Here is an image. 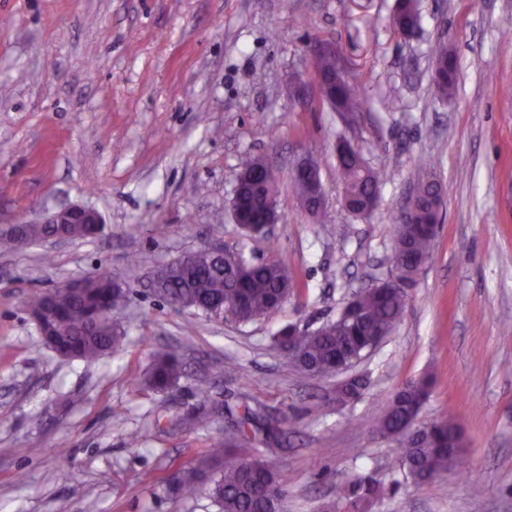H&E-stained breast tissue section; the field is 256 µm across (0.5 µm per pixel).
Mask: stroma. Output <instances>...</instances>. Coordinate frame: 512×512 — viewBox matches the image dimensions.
I'll return each mask as SVG.
<instances>
[{
	"label": "stroma",
	"mask_w": 512,
	"mask_h": 512,
	"mask_svg": "<svg viewBox=\"0 0 512 512\" xmlns=\"http://www.w3.org/2000/svg\"><path fill=\"white\" fill-rule=\"evenodd\" d=\"M420 4L408 39L392 24L396 0H0V225L69 203L104 219L99 239L0 251V512H219L208 491L178 498L168 485L248 404L271 419L266 458L284 512H345L336 483L368 479L388 490L368 512H512V0ZM448 32L457 89L444 100L431 75ZM318 40L335 45L367 103L350 122L319 101ZM341 134L386 171L365 220L344 205ZM307 155L324 189L320 223L290 178ZM247 156L280 173L265 237L233 218ZM426 160L448 188L432 258L400 323L356 368L369 387L337 404L336 378L299 375L274 338L319 327L394 277L393 219ZM211 243L287 256L294 295L239 324L153 292L156 266ZM101 269L130 289L124 345L93 364L59 357L27 301ZM166 347L185 373L155 391L143 376ZM228 361L239 374L225 375ZM424 375L419 422L453 418L464 445L459 465L421 488L374 423ZM203 404L213 422L182 426Z\"/></svg>",
	"instance_id": "35a3bbf8"
}]
</instances>
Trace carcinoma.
<instances>
[{"label": "carcinoma", "instance_id": "carcinoma-1", "mask_svg": "<svg viewBox=\"0 0 512 512\" xmlns=\"http://www.w3.org/2000/svg\"><path fill=\"white\" fill-rule=\"evenodd\" d=\"M393 25L401 32H413L420 27L418 0H398ZM316 70L326 77L325 101L339 113L354 114L364 107L358 89L347 75L335 72L334 63L321 59ZM433 84L438 96H452L456 84L455 53L447 44L436 51L433 61ZM345 199L358 208L378 193L384 173L369 167L362 154L342 152L337 158ZM280 175L274 168L264 170L254 183L242 186L237 208L243 216L261 212L265 203L277 201ZM420 219L429 225L405 248L399 218H394L395 245L392 264L409 262L414 257L430 259L436 232L430 225L439 217L421 208ZM63 233L72 240L95 238L99 231L88 224H29L26 227L28 243L41 242L48 236ZM153 288L176 305L201 311L213 318H235L248 323L272 313L277 301L293 294L294 272L288 258L252 262L242 258L236 267H225L217 261L192 254L179 264L157 267L153 273ZM129 301V289L117 282L112 274L99 271L89 277L82 288L64 285L50 290L49 295L34 296L28 308L39 323L45 343L59 356L95 363L112 355L122 346L126 331L115 314ZM407 303V296L389 291L358 294L357 312L352 318H343L329 331L320 335L306 332L288 336L284 331L277 338L283 352L293 350L294 368L304 375H325L336 369V364L352 356L361 355L376 335L387 332L399 323ZM181 374V361L174 351L154 355L145 377V383L155 390H163ZM430 380L421 377L398 390L393 399L396 405L376 422V431L383 437L396 433L404 419L420 412L429 396ZM425 442L400 441V462L412 479L424 485L441 471L453 466L457 457L449 448L458 441L448 423L439 420L424 432ZM206 486L220 506V512H280L286 490L275 471L259 457L241 458L232 445L219 436L210 441L208 449L196 466L184 471L176 491L191 496L199 487ZM336 499L353 507L385 495L384 485L372 481H349L336 484Z\"/></svg>", "mask_w": 512, "mask_h": 512}]
</instances>
